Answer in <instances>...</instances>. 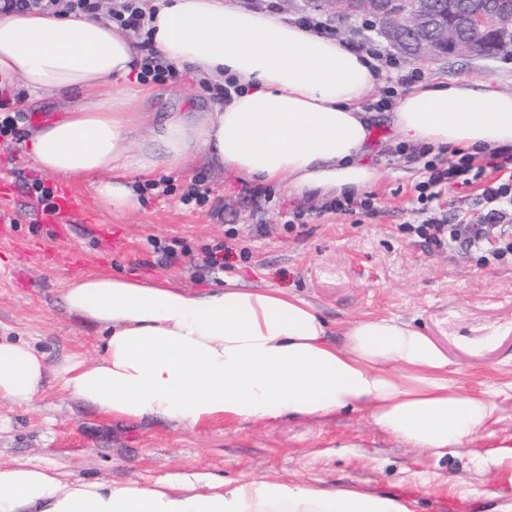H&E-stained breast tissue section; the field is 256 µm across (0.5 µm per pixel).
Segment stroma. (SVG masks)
I'll return each mask as SVG.
<instances>
[{"instance_id":"35a3bbf8","label":"stroma","mask_w":512,"mask_h":512,"mask_svg":"<svg viewBox=\"0 0 512 512\" xmlns=\"http://www.w3.org/2000/svg\"><path fill=\"white\" fill-rule=\"evenodd\" d=\"M403 71L422 81L494 77L512 90V54L495 58L450 57L422 62L400 56ZM144 101L157 119L174 108L209 112L217 102L201 80L181 70L177 81L154 83ZM76 94L46 93L28 100L25 90L0 88V104L66 116ZM379 178L367 188L374 209L344 214L327 209V197L297 195L270 183L242 182L215 162L189 158L169 172L176 191L144 195L138 208L105 209L90 179L72 184L95 211L97 226L74 225L54 247L55 260L20 257L18 243L43 235L33 221L36 207L17 193L8 208L11 236L0 238V336L23 339L43 351L48 367L64 356H96L100 329L69 315L61 293L70 280V250L86 258L85 273L121 272L145 282H164L195 292L234 278L248 288H276L314 303L332 324L366 314L397 317L421 326L458 364L457 381L469 389L480 381L512 380V260L482 252L435 249L405 225L426 214L478 219L483 211L476 188L453 186L429 207L415 187L426 180V159L397 145L385 114H378L365 155ZM203 177L209 200L200 208L182 205L179 191ZM179 239L184 256L168 268L148 266L149 239ZM224 247L223 270L200 277L204 252ZM512 400L503 406L493 436L442 458L405 447L366 417L339 413L325 419L285 418L273 423L220 422L200 431L179 430L155 418H109L90 405L60 394L48 379L32 405L0 407V462L29 456L67 466L76 476L141 480L169 471H213L225 479L270 476L317 487L353 486L401 499L409 512H512ZM496 459L492 472L481 463Z\"/></svg>"}]
</instances>
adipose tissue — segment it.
<instances>
[{
    "mask_svg": "<svg viewBox=\"0 0 512 512\" xmlns=\"http://www.w3.org/2000/svg\"><path fill=\"white\" fill-rule=\"evenodd\" d=\"M155 48L202 80L237 93L211 112L157 120L133 85L143 53L127 32L84 16L0 17V84L29 95L81 93L87 105L39 127L36 167L65 180L93 177L108 210H131L132 182L192 156L236 177L298 193L372 186L362 163L373 113L364 111L373 61L341 40L222 0H157ZM398 141L487 153L512 145V94L492 78L431 81L397 101ZM67 313L103 334L93 359L48 368L30 343L0 337V405L28 406L59 390L102 415L160 418L199 431L220 422L322 419L359 413L410 448L443 456L490 434L512 381L460 391L445 348L419 327L366 315L340 326L313 304L229 281L203 293L94 274L67 282ZM0 512H408L398 498L263 476L225 482L180 472L142 481L77 478L65 466L18 458L0 468Z\"/></svg>",
    "mask_w": 512,
    "mask_h": 512,
    "instance_id": "obj_1",
    "label": "adipose tissue"
}]
</instances>
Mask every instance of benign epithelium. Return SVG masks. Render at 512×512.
<instances>
[{"instance_id":"benign-epithelium-1","label":"benign epithelium","mask_w":512,"mask_h":512,"mask_svg":"<svg viewBox=\"0 0 512 512\" xmlns=\"http://www.w3.org/2000/svg\"><path fill=\"white\" fill-rule=\"evenodd\" d=\"M315 9L339 16L365 12L388 19L382 33L403 53L418 39L414 59L434 61L476 54L495 57L512 48V0H307ZM461 28L473 30L481 45L462 41Z\"/></svg>"}]
</instances>
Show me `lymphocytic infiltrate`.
I'll return each mask as SVG.
<instances>
[{
  "instance_id": "f902f5d3",
  "label": "lymphocytic infiltrate",
  "mask_w": 512,
  "mask_h": 512,
  "mask_svg": "<svg viewBox=\"0 0 512 512\" xmlns=\"http://www.w3.org/2000/svg\"><path fill=\"white\" fill-rule=\"evenodd\" d=\"M101 0H0V17L20 12L97 16ZM152 0H117L109 12V19L118 28L135 34L145 51L139 79L141 82H165L178 79L179 71L167 63L152 43L150 22ZM426 181L418 184L419 201L436 198L443 187L477 184L486 205L479 223L467 217H458L455 223L429 218L417 225L415 234L436 247L466 246L504 258L512 254V234L500 232L496 240H489L488 229L512 217V150H502L474 157L465 154L440 162L428 160Z\"/></svg>"
}]
</instances>
